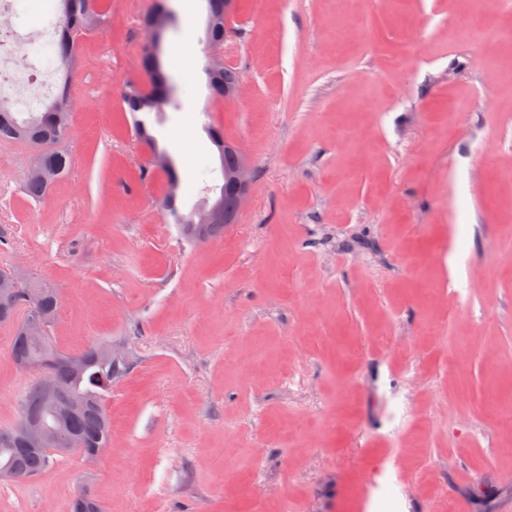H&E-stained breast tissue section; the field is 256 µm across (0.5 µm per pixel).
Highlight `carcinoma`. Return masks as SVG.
<instances>
[{"label":"carcinoma","mask_w":512,"mask_h":512,"mask_svg":"<svg viewBox=\"0 0 512 512\" xmlns=\"http://www.w3.org/2000/svg\"><path fill=\"white\" fill-rule=\"evenodd\" d=\"M58 41L41 45L38 51L45 53L48 62L56 64L57 69L65 70L70 60L76 55V44L71 36L95 23L106 20L107 15L93 11V0H58ZM143 66L155 71V82L149 92L139 86L130 84L123 93V102L129 112H162L165 108H178L179 102L176 89L170 76L166 73L158 56L144 51ZM212 93L217 98L224 97V90L238 82L237 72L232 68L217 67L216 72L208 73ZM64 92L50 102L41 105L36 112L25 116L15 115L4 111L8 107L0 103V139H10L26 142L37 149L39 164L49 170L62 173L71 166L70 156L58 148L60 140L57 132L62 125L71 124V108L69 102L68 82H63ZM168 176V191L163 200V206L172 216L174 222L180 225L185 237L195 240L194 232L201 228L205 233L214 237L224 231L222 224H185L187 215L178 206V173L172 166L166 170ZM27 197L39 200L48 191V185L37 178H27L24 186ZM32 291L37 298L29 302L28 313L31 315L52 319L59 305L57 290L48 284L31 282ZM110 347L108 343L94 344L78 352V356L86 361L85 370L80 375H73L68 364L57 361L52 370L62 379L70 392L82 397L84 405L70 416L66 428L62 430L65 438H77L81 441L82 453L86 454L92 448L111 443L112 425L105 408V397L112 389V375L116 368L109 361L105 352ZM44 346L15 333L11 340V352L15 358L38 360L42 357ZM45 407L41 392L40 380H35L20 401V418L42 416ZM22 422L7 428H0V467L8 466L12 470L11 480L24 481L51 470L57 463L58 457L48 456L40 448H21L18 446L21 438Z\"/></svg>","instance_id":"cac0c4a2"}]
</instances>
